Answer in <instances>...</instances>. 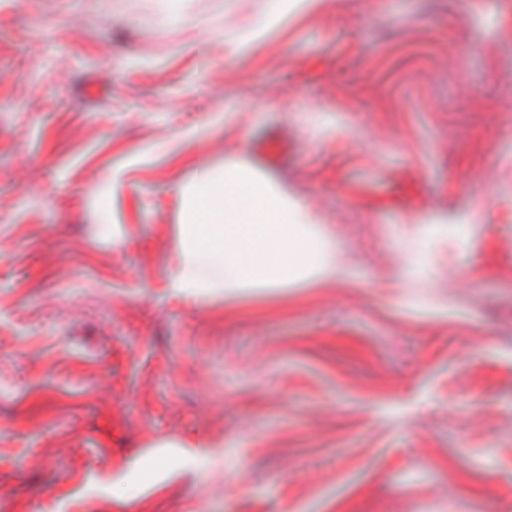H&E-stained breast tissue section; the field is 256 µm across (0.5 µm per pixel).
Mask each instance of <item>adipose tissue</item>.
<instances>
[{
    "mask_svg": "<svg viewBox=\"0 0 512 512\" xmlns=\"http://www.w3.org/2000/svg\"><path fill=\"white\" fill-rule=\"evenodd\" d=\"M180 259L168 273L172 288L203 301L214 280L195 264L206 259L228 285L278 288L321 276L336 266L320 218L251 165L199 166L179 188Z\"/></svg>",
    "mask_w": 512,
    "mask_h": 512,
    "instance_id": "adipose-tissue-1",
    "label": "adipose tissue"
}]
</instances>
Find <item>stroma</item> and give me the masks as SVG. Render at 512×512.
Returning <instances> with one entry per match:
<instances>
[{
    "instance_id": "stroma-1",
    "label": "stroma",
    "mask_w": 512,
    "mask_h": 512,
    "mask_svg": "<svg viewBox=\"0 0 512 512\" xmlns=\"http://www.w3.org/2000/svg\"><path fill=\"white\" fill-rule=\"evenodd\" d=\"M0 0V512H512V0ZM246 162L335 275L167 285Z\"/></svg>"
}]
</instances>
